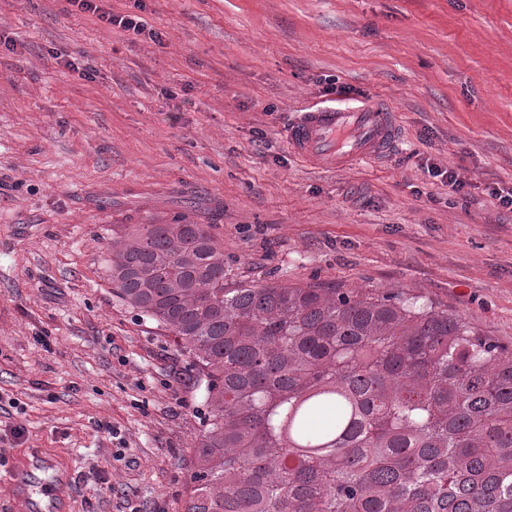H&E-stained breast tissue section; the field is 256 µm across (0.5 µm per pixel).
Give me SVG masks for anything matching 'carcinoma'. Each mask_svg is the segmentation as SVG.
<instances>
[{"instance_id": "cac0c4a2", "label": "carcinoma", "mask_w": 512, "mask_h": 512, "mask_svg": "<svg viewBox=\"0 0 512 512\" xmlns=\"http://www.w3.org/2000/svg\"><path fill=\"white\" fill-rule=\"evenodd\" d=\"M114 294L188 350L184 512H512V350L423 295L231 286L210 224H124Z\"/></svg>"}]
</instances>
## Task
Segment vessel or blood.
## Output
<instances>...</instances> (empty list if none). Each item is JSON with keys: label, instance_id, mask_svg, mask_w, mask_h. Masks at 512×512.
<instances>
[{"label": "vessel or blood", "instance_id": "vessel-or-blood-1", "mask_svg": "<svg viewBox=\"0 0 512 512\" xmlns=\"http://www.w3.org/2000/svg\"><path fill=\"white\" fill-rule=\"evenodd\" d=\"M397 114L378 99L361 97L351 103L310 107L288 135L292 151L300 158L324 167H343L378 161L397 141ZM33 459L20 468L12 481L19 512H65L61 493L65 478L44 490L43 500L32 498L30 477L41 468Z\"/></svg>", "mask_w": 512, "mask_h": 512}]
</instances>
